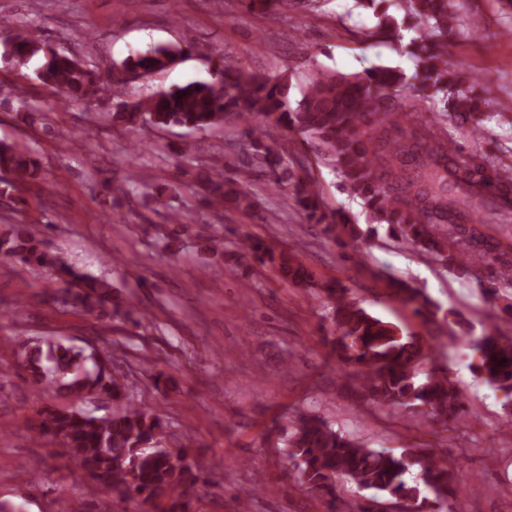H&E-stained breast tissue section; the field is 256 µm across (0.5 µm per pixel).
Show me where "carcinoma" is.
Instances as JSON below:
<instances>
[{
  "mask_svg": "<svg viewBox=\"0 0 512 512\" xmlns=\"http://www.w3.org/2000/svg\"><path fill=\"white\" fill-rule=\"evenodd\" d=\"M405 15L417 21L419 36L409 43L414 71L377 66L346 76L316 70L301 88L296 106L288 105L291 84L286 78L224 70L210 81H191L159 92L129 107L121 100L122 82H109L73 55L34 34L17 37L0 54L21 69L38 59L37 79L65 94L72 102L119 100L112 121L128 128L186 126L198 131L229 122L251 126L254 139L244 157L269 170L276 181L288 173V162L265 144L272 129L284 127L317 143L320 157L341 178L349 194L361 200L372 222L386 224L391 234L452 267L480 262L489 255L500 267L504 284L512 283V174L489 155H450L448 134L418 117V104L404 95L410 84L442 104L445 118H479L484 98L455 89L444 49L458 20L455 0H396ZM184 49L158 45L123 62L128 70L146 74L168 69ZM16 111L43 114L47 108L20 93ZM0 169L13 174L11 188L41 179L36 149L29 144L0 142ZM206 203L247 209L251 193L224 180L214 165L204 175ZM294 200L309 221L336 231V215L321 210L316 184L298 180ZM245 256L266 259L279 276L298 288L312 279L294 255L264 246L250 236L240 240ZM0 261L36 264L54 271L67 285L64 304L109 318L130 319L132 304L115 293L112 284L50 256L41 240L25 225L0 235ZM333 304L336 336L330 344L336 358L356 369L366 398L382 408L416 407L425 422L443 425L464 412L459 391L447 373L436 371L416 381V365L424 357L420 338L403 334L388 321L347 299V289H327ZM23 361L33 382L83 401L91 395L125 400L110 417H95L74 405L42 412L40 434L59 439L63 453L78 459L85 476L120 499L155 512H191L189 491L202 472L187 462L192 442L173 449L167 444V425L156 412L142 409L112 370L93 364L89 354L59 339L30 340ZM475 369L498 390L512 393V336L491 324L479 340ZM286 461L298 480L322 495L333 496V479L341 474L362 490H373L404 502L413 512H441L452 495L459 469L447 451L412 448L397 456L346 438L325 421L301 416L287 434Z\"/></svg>",
  "mask_w": 512,
  "mask_h": 512,
  "instance_id": "carcinoma-1",
  "label": "carcinoma"
}]
</instances>
